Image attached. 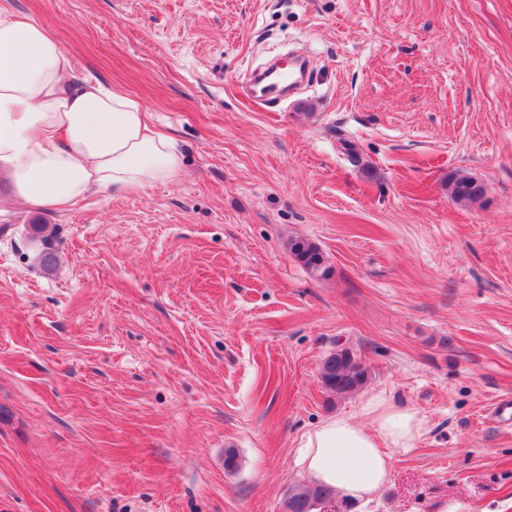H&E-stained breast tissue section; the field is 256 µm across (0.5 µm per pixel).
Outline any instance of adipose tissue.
I'll use <instances>...</instances> for the list:
<instances>
[{"label": "adipose tissue", "instance_id": "1", "mask_svg": "<svg viewBox=\"0 0 512 512\" xmlns=\"http://www.w3.org/2000/svg\"><path fill=\"white\" fill-rule=\"evenodd\" d=\"M181 168L176 141L149 122L140 98L75 78L59 42L0 0V174L17 200L67 209L98 191H145ZM426 433L419 412L374 393L356 415L305 434L296 464L312 483L365 503L389 482L392 451Z\"/></svg>", "mask_w": 512, "mask_h": 512}]
</instances>
